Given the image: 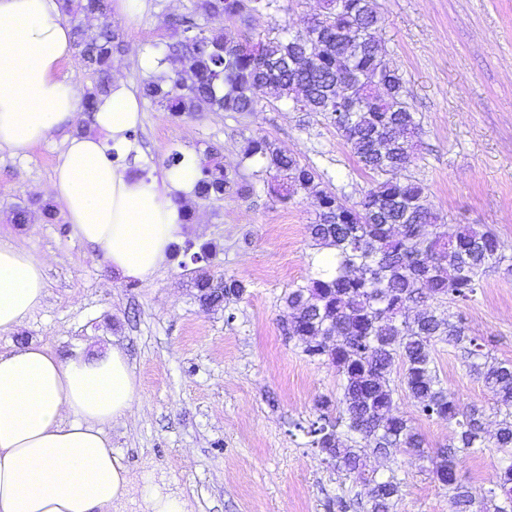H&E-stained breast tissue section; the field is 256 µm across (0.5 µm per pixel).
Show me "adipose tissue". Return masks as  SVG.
<instances>
[{"mask_svg":"<svg viewBox=\"0 0 512 512\" xmlns=\"http://www.w3.org/2000/svg\"><path fill=\"white\" fill-rule=\"evenodd\" d=\"M58 0H0V147L23 153L71 122L77 88L59 78L71 52ZM140 120L122 79L94 114L96 133L69 137L53 188L74 236L124 280L150 279L183 237L172 190H191L195 163L168 186L116 165L104 138L124 143ZM45 255L0 237V334L17 331L45 297ZM140 397L125 352L63 358L44 344L0 353V512H187L174 493L139 486L112 448L108 425Z\"/></svg>","mask_w":512,"mask_h":512,"instance_id":"ef3b65f1","label":"adipose tissue"}]
</instances>
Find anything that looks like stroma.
I'll list each match as a JSON object with an SVG mask.
<instances>
[{
    "label": "stroma",
    "instance_id": "35a3bbf8",
    "mask_svg": "<svg viewBox=\"0 0 512 512\" xmlns=\"http://www.w3.org/2000/svg\"><path fill=\"white\" fill-rule=\"evenodd\" d=\"M200 0H143L137 14L114 16L125 51L117 74L139 90L148 71L140 57H159L168 22L198 15ZM378 35L402 73L408 102L423 132L408 176L424 184L444 224H478L493 230L512 254V0H377ZM321 0H279L249 22L228 19L227 36L297 31L319 16ZM140 123L114 161L164 181L168 159L198 160L217 152L226 170L254 186L246 197L204 202L185 193L202 240L214 246L208 271L245 280L242 299L200 306L192 268L171 258L151 280L126 281L71 233L52 182L64 150V132L26 154L0 149V204L37 200L52 204L45 222L0 220V235L48 256L42 306L15 333L0 337V351L47 343L61 356L93 355L117 346L133 367L141 401L133 415L108 429L113 449L133 475L179 494L188 512H340L337 503L365 498L362 484L324 462L307 444L302 425L315 419L314 401L336 392V370L305 358L284 336L282 297L313 276L316 253L307 226L315 200L299 194L281 202L268 194L264 176L241 161L247 138L264 136L283 152L312 165L322 186L348 202L371 182L349 146L322 116L292 111L268 97L252 112H201L174 118L140 99ZM474 302L445 305L470 335L488 340L493 357L512 362V275L487 271ZM443 385L461 407L487 409L495 431L493 396L467 374L448 344L435 347ZM395 410L410 418L429 448L447 444L448 423L420 416L404 389ZM493 450L469 457L461 474L475 499H483L505 465ZM404 480L394 512H453L448 491L416 462Z\"/></svg>",
    "mask_w": 512,
    "mask_h": 512
}]
</instances>
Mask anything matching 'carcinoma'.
I'll return each instance as SVG.
<instances>
[{
  "mask_svg": "<svg viewBox=\"0 0 512 512\" xmlns=\"http://www.w3.org/2000/svg\"><path fill=\"white\" fill-rule=\"evenodd\" d=\"M277 0H202L204 23L176 18L171 42L159 63L162 73L143 81L141 95L174 117L195 112H251L260 97L286 100L296 112H316L350 146L372 184L348 203L321 188L317 170L283 153L264 136L247 139L243 159L269 175L267 191L282 200L305 192L318 200L307 231L314 246L335 252L331 268L288 289L284 335L313 362L336 369V397L315 400L316 419L302 428L310 446L346 476L369 486L366 512H393L401 480L365 473L364 458L404 456L402 463L430 459L432 474L448 489L453 512H474V499L460 475L465 458L494 448L511 463L487 490L484 512H512V362L490 356L485 341L468 334L462 320L438 311L451 301L475 300L489 268L512 270L493 232L459 224L441 229L425 187L399 174L411 165V148L422 134L408 102L406 82L376 39L382 24L375 0H323L322 20L292 34L246 38L224 35V18L247 21ZM75 56L96 75L83 111L92 112L112 86L114 60L124 49L112 24L111 0H62ZM98 21L90 31L85 20ZM203 201L247 196L250 186L212 155L198 163L193 186ZM31 209L4 210L12 224H26ZM194 264L210 259V246L187 242ZM205 307L242 298L248 284L234 276L214 280L205 268L194 278ZM439 342L453 344L462 365L492 393L497 428L485 429V411L462 409L448 397L433 354ZM403 367L402 384L416 412L446 421L454 436L430 451L411 420L394 412L391 372Z\"/></svg>",
  "mask_w": 512,
  "mask_h": 512,
  "instance_id": "obj_1",
  "label": "carcinoma"
}]
</instances>
